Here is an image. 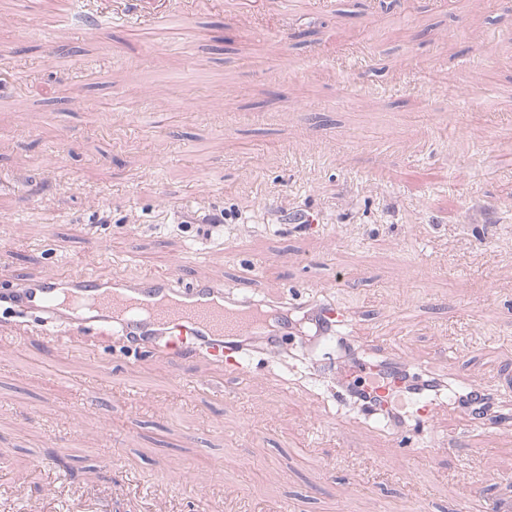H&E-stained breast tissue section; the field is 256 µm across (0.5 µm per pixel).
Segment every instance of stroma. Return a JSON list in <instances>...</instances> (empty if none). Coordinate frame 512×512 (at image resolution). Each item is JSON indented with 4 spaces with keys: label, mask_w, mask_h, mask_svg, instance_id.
<instances>
[{
    "label": "stroma",
    "mask_w": 512,
    "mask_h": 512,
    "mask_svg": "<svg viewBox=\"0 0 512 512\" xmlns=\"http://www.w3.org/2000/svg\"><path fill=\"white\" fill-rule=\"evenodd\" d=\"M102 19L64 31L69 0H0V45L41 95L0 90V246L11 276H40L81 252L105 278L185 261L203 280L287 282L341 305L368 340L413 351L453 380L512 379V10L502 0H86ZM175 5L169 37L139 21ZM126 20L113 22L116 12ZM494 19V39L471 32ZM68 55L45 60L41 33ZM478 56L479 73L461 60ZM99 79L85 78L89 63ZM430 137L401 156L391 142ZM330 147L322 165L290 153ZM60 157L56 169L44 164ZM379 187L358 192L351 175ZM264 185L266 206L253 201ZM220 215L222 228L209 219ZM414 295V317L400 310ZM455 345L454 363L437 356ZM183 374L176 387L173 373ZM138 381L140 394L119 379ZM323 397L292 366L227 390L222 366L71 337L61 347L0 307V512H473L512 501V437L478 426L483 454L438 456L439 477H404L378 432L343 416L315 432ZM282 476L268 482V465ZM188 471L197 497L174 482Z\"/></svg>",
    "instance_id": "obj_1"
}]
</instances>
